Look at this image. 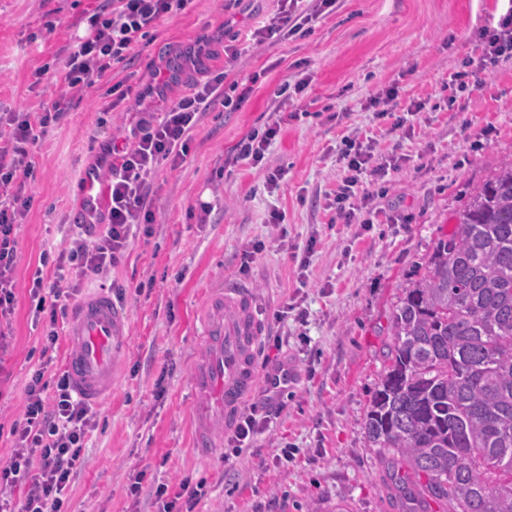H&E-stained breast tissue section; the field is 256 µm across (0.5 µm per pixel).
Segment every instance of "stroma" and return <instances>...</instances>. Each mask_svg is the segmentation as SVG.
Instances as JSON below:
<instances>
[{"label":"stroma","mask_w":512,"mask_h":512,"mask_svg":"<svg viewBox=\"0 0 512 512\" xmlns=\"http://www.w3.org/2000/svg\"><path fill=\"white\" fill-rule=\"evenodd\" d=\"M99 0H0V113H39L59 92L66 47L85 31ZM274 0H193L160 21L125 63L69 100L64 118L29 146L31 206L17 224L15 312L0 358V462L27 404L37 369L63 373L69 351L59 337L45 351L29 283L44 250L64 247L83 208L78 176L103 144L134 125L133 97L155 70L176 69L173 94L199 71H223L224 50L243 54L233 77L247 97L239 107L215 99L178 164L153 178L157 221L150 237L131 239L105 277L72 272L81 300L97 288L125 286L130 342L119 355L112 394L97 406L85 462L68 492L69 512H158L154 491L202 484L194 512H399L386 456L367 440L364 421L391 341L390 317L401 290L424 272L440 233L502 161L512 158V61L478 73L479 87L450 94L464 60L478 58V33L495 26L501 0H344L302 38L252 47L251 35ZM307 79L290 99L285 84ZM396 87L394 117L369 105ZM426 102L423 112L414 111ZM286 123L261 166L238 160L237 147L263 130L276 106ZM401 128H394L395 118ZM373 143L398 161L373 196L369 223H345L334 196L346 176V137ZM281 171L276 187L267 173ZM209 203L202 211L201 203ZM284 214L282 228L272 213ZM247 287L267 325L261 358L287 362L293 378L273 405L253 398L262 431L225 465L192 451V362L203 351L198 315L208 291ZM142 474L139 498L127 484Z\"/></svg>","instance_id":"1"}]
</instances>
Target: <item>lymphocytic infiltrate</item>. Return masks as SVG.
<instances>
[{
  "instance_id": "obj_1",
  "label": "lymphocytic infiltrate",
  "mask_w": 512,
  "mask_h": 512,
  "mask_svg": "<svg viewBox=\"0 0 512 512\" xmlns=\"http://www.w3.org/2000/svg\"><path fill=\"white\" fill-rule=\"evenodd\" d=\"M192 0H112L111 9L89 13L85 34L68 49L62 78L70 93L78 95L91 87L112 65L126 61L133 47L150 29L169 16L184 11ZM277 8L263 26L252 34L254 45L275 39L303 36L321 15L332 13L338 0H276ZM479 67L488 69L512 58V0H509L498 28L479 33ZM225 73H217L196 83L190 92L171 101L159 112L141 113L132 130L133 141L125 146L109 143L104 148L111 161L99 191L105 203L107 224L103 231L86 224L68 247L54 260L56 280L45 284L35 275L30 292L39 295L50 290L51 305L37 303L36 314L48 324L47 348H54L60 320L67 316L69 293L63 284L69 270L101 275L126 252L133 229L151 228L155 215L149 202V177L161 162L179 163L190 150L191 132L210 103L224 94ZM66 112L64 101L37 115L11 116L9 135L0 134V323L9 321L15 306L16 258L15 226L28 210L30 198L10 192L20 177L31 178L33 166L27 147L45 134L51 123ZM348 174L336 194V210L346 215L347 202L355 197L362 173L381 178L388 172V161H375L372 149L344 150ZM44 369H37L28 384V400L22 420L12 434L15 449L0 466V512H67L66 491L83 461L86 436L95 425L90 405L73 391L67 375H59L52 401H45ZM21 488L20 499L11 491Z\"/></svg>"
}]
</instances>
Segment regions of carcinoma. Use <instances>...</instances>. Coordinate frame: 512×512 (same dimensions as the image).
<instances>
[{"instance_id":"1","label":"carcinoma","mask_w":512,"mask_h":512,"mask_svg":"<svg viewBox=\"0 0 512 512\" xmlns=\"http://www.w3.org/2000/svg\"><path fill=\"white\" fill-rule=\"evenodd\" d=\"M364 430L406 512H512V160L402 288Z\"/></svg>"}]
</instances>
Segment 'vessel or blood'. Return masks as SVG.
I'll use <instances>...</instances> for the list:
<instances>
[{
  "label": "vessel or blood",
  "mask_w": 512,
  "mask_h": 512,
  "mask_svg": "<svg viewBox=\"0 0 512 512\" xmlns=\"http://www.w3.org/2000/svg\"><path fill=\"white\" fill-rule=\"evenodd\" d=\"M97 181V171L82 170L86 207L81 222L95 221L99 215ZM199 327L205 353L195 360L190 378L195 396L193 448L199 458L207 459L221 448L216 430L233 432L248 398L275 385L287 388L289 373L259 375V348L267 326L247 289L212 288ZM67 336L65 371L75 391L88 403H101L112 392V360L128 342L125 310L110 293L98 291L76 304Z\"/></svg>",
  "instance_id": "b4317fda"
}]
</instances>
